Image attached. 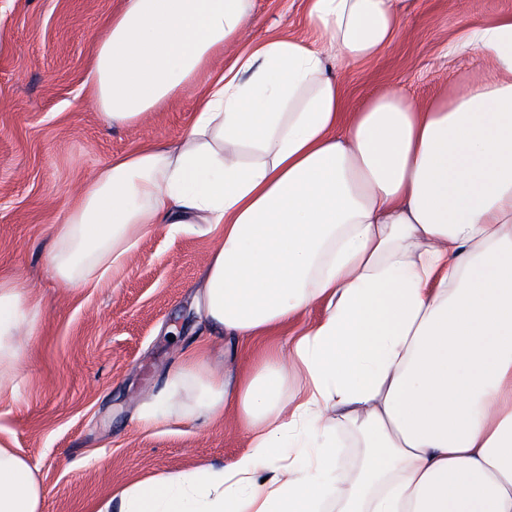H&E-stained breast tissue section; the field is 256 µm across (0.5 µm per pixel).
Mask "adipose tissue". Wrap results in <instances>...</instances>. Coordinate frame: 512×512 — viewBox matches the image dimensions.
Returning a JSON list of instances; mask_svg holds the SVG:
<instances>
[{"mask_svg": "<svg viewBox=\"0 0 512 512\" xmlns=\"http://www.w3.org/2000/svg\"><path fill=\"white\" fill-rule=\"evenodd\" d=\"M402 0H306L316 33L228 65L253 0H124L98 41L94 96L115 125L204 79L181 139L100 169L56 231L55 274L97 287L152 227L205 224L215 368L188 354L142 411L231 415L223 466L122 488L96 512H512V16L472 29L497 70L420 104L389 87L347 115L334 68L379 58ZM323 309L309 323L312 305ZM33 312L0 284V380ZM301 322L285 349L262 334ZM361 454L339 463L338 431ZM28 463L0 448V512H39Z\"/></svg>", "mask_w": 512, "mask_h": 512, "instance_id": "adipose-tissue-1", "label": "adipose tissue"}]
</instances>
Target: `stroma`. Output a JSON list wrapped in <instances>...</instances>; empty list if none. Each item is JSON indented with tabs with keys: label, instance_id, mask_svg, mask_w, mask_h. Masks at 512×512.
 I'll return each mask as SVG.
<instances>
[{
	"label": "stroma",
	"instance_id": "obj_1",
	"mask_svg": "<svg viewBox=\"0 0 512 512\" xmlns=\"http://www.w3.org/2000/svg\"><path fill=\"white\" fill-rule=\"evenodd\" d=\"M122 0H0V282L37 308L11 390L0 392V444L29 464L40 512H93L100 500L155 475L221 466L247 449L231 420L175 419L142 428L139 413L184 353L224 359L206 336L198 296L217 243L201 224L149 230L99 287L72 288L52 270L55 230L112 159L178 140L200 83L130 125L105 124L90 61ZM512 14V0H407L378 60L338 71L349 108L395 86L424 102L485 80L482 50H453L467 29ZM311 38L306 0H254L232 59L256 40Z\"/></svg>",
	"mask_w": 512,
	"mask_h": 512
}]
</instances>
